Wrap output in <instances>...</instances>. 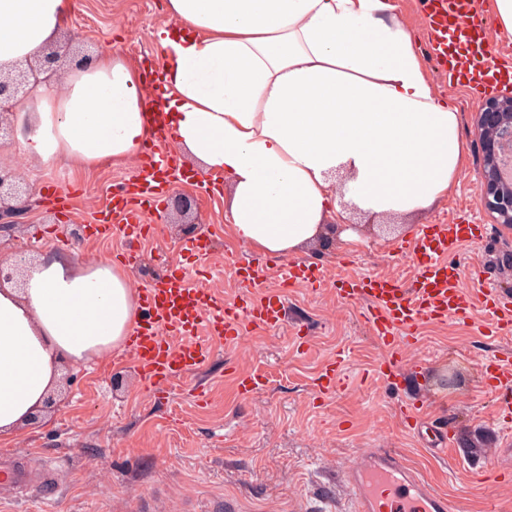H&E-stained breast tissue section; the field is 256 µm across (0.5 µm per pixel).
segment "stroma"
Instances as JSON below:
<instances>
[{"label": "stroma", "instance_id": "obj_1", "mask_svg": "<svg viewBox=\"0 0 512 512\" xmlns=\"http://www.w3.org/2000/svg\"><path fill=\"white\" fill-rule=\"evenodd\" d=\"M72 10L53 47L60 71L75 61L108 52L140 66L163 67L159 29L171 26L164 0H71ZM435 92L460 114L464 154L447 198L413 215L375 216L352 207L348 234L324 229L295 253L298 261L323 267L328 281L317 290H285L288 319L283 327L254 330L241 343L213 346L210 360L174 382L167 398L146 390L126 351L114 350L86 364L63 363L68 386L52 408L6 443L14 467L56 486L43 503L26 483L0 485V512H217L230 500L236 512H353L340 475L363 448H392L423 472L451 499L454 512H485L497 501L512 512V476L499 475L498 461L512 449V432L498 423L494 397L481 388L488 358L512 351V336L489 339L467 324L448 320L421 325L417 344L402 362L399 387L378 375L382 346L361 305L339 300L336 277L378 273L410 282L415 261L400 252L402 242L427 224L448 223L472 209L478 223L488 217L480 205L481 153L474 118L480 104L449 88L431 59L423 61ZM16 165L31 190L32 206L23 226L0 233V256L20 248L32 259L63 254L84 262H118L128 243L115 234L104 240L73 241L70 230L93 223L119 184L137 175L135 160L109 162L85 173L67 165L35 166L16 137L0 140V161ZM186 177L173 189L192 198L200 237L212 251L203 259H182L178 226L161 223L169 199L146 212L154 238L138 243L140 259L129 267L132 287L152 280L155 265L184 261L196 286L214 289L232 301L246 284L232 259L247 255L265 288H279L274 255L239 242L226 219V195L206 194L190 177L195 162L181 156ZM56 183L69 192L67 207L47 202L44 187ZM455 259L464 282L480 271L512 289V229L501 226L484 253L462 246ZM350 357L345 383L328 396L314 391L316 372L338 351ZM260 370L270 383L263 392H236L228 367ZM208 399L198 402L197 389ZM422 405L421 431L409 429L400 413ZM457 427L455 445L444 455L425 450L432 420Z\"/></svg>", "mask_w": 512, "mask_h": 512}]
</instances>
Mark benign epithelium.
Listing matches in <instances>:
<instances>
[{
  "mask_svg": "<svg viewBox=\"0 0 512 512\" xmlns=\"http://www.w3.org/2000/svg\"><path fill=\"white\" fill-rule=\"evenodd\" d=\"M59 57L51 50L26 67L0 72V135L13 131L7 115L11 102L27 95L39 75L56 72ZM476 129L482 151L480 203L494 223L512 227V93L487 100L476 113ZM31 194L18 171L0 163V226L14 228L31 207ZM30 263L20 250L0 260V283L10 281Z\"/></svg>",
  "mask_w": 512,
  "mask_h": 512,
  "instance_id": "7a95c632",
  "label": "benign epithelium"
}]
</instances>
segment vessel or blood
<instances>
[{
  "label": "vessel or blood",
  "instance_id": "1",
  "mask_svg": "<svg viewBox=\"0 0 512 512\" xmlns=\"http://www.w3.org/2000/svg\"><path fill=\"white\" fill-rule=\"evenodd\" d=\"M427 51L452 88L477 97L480 89L512 79V63L502 62L492 36L485 0H425ZM154 136L139 160L140 180L113 194L107 209L88 227L92 238L113 232L112 216L125 217L124 237L147 240L153 225L144 223L146 210L156 207L179 173L178 157L168 146L169 133L158 111H150ZM482 225L458 216L450 224H430L418 230L402 252L418 262L411 285L370 273L339 277L338 297L365 303L364 317L384 347L378 365L396 380L402 353L416 341L414 330L428 322L456 319L476 326L482 336L512 334V293L482 278L460 283L454 255L463 245L481 247ZM282 289H260L239 295L230 304L211 289L189 283L187 268L175 265L164 278L139 289L146 316L130 336L126 350L147 390L161 395L176 379L195 372L212 354L214 339L235 342L256 328L281 327L285 321V287L317 288L326 279L321 268L290 262L279 266ZM347 357L337 354L315 379L321 394L334 393L343 379ZM239 394L250 395L266 385L265 376L233 369ZM483 388L498 398V414L512 419V357L489 359L481 373ZM342 478L355 512H450L447 495L389 448H366L344 467Z\"/></svg>",
  "mask_w": 512,
  "mask_h": 512
}]
</instances>
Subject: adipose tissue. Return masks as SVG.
<instances>
[{
  "instance_id": "adipose-tissue-1",
  "label": "adipose tissue",
  "mask_w": 512,
  "mask_h": 512,
  "mask_svg": "<svg viewBox=\"0 0 512 512\" xmlns=\"http://www.w3.org/2000/svg\"><path fill=\"white\" fill-rule=\"evenodd\" d=\"M70 0H0V70L40 59ZM164 107L180 152L224 175L230 230L288 255L340 214L331 175L376 215L447 197L459 116L438 97L390 0H167ZM138 70L101 54L13 110L21 149L79 169L134 157L151 138ZM140 320L127 271L42 257L0 286V439L30 424L63 361L123 347Z\"/></svg>"
}]
</instances>
